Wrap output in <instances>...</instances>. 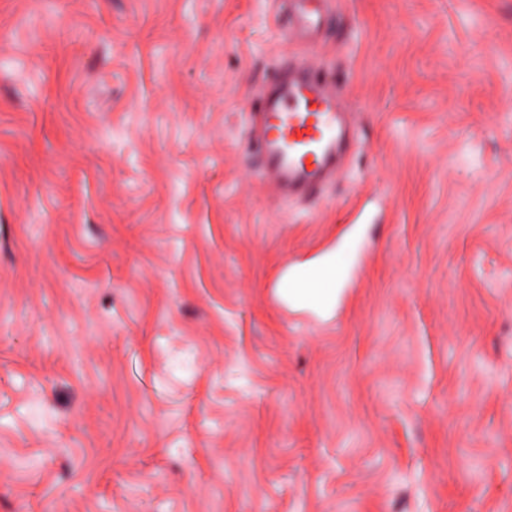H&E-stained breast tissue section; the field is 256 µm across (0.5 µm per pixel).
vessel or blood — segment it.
<instances>
[{
    "label": "vessel or blood",
    "instance_id": "b4317fda",
    "mask_svg": "<svg viewBox=\"0 0 512 512\" xmlns=\"http://www.w3.org/2000/svg\"><path fill=\"white\" fill-rule=\"evenodd\" d=\"M299 39L318 41L321 0H298ZM357 136L346 125L336 86L316 68L299 67L296 76L274 71L263 84L249 146L258 175L268 191L283 201L309 200L342 169V158Z\"/></svg>",
    "mask_w": 512,
    "mask_h": 512
}]
</instances>
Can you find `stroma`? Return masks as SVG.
Wrapping results in <instances>:
<instances>
[{"mask_svg": "<svg viewBox=\"0 0 512 512\" xmlns=\"http://www.w3.org/2000/svg\"><path fill=\"white\" fill-rule=\"evenodd\" d=\"M0 0V512H512V0ZM359 139L283 204L291 61ZM333 255L318 321L285 265ZM299 3L296 25L290 30L301 41L317 42L322 27V15L320 3L326 0H292Z\"/></svg>", "mask_w": 512, "mask_h": 512, "instance_id": "obj_1", "label": "stroma"}]
</instances>
